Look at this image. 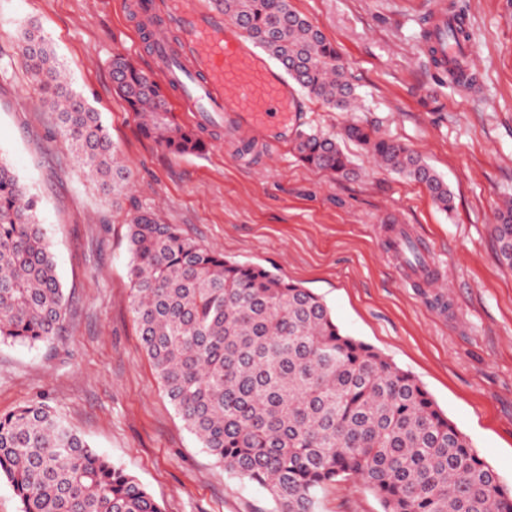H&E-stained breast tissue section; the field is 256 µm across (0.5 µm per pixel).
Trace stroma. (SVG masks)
I'll return each instance as SVG.
<instances>
[{"label": "stroma", "mask_w": 512, "mask_h": 512, "mask_svg": "<svg viewBox=\"0 0 512 512\" xmlns=\"http://www.w3.org/2000/svg\"><path fill=\"white\" fill-rule=\"evenodd\" d=\"M433 0H290L341 54L360 98L337 112L298 92L301 128L339 133L357 118L418 152L455 196L342 147L353 176L298 162L289 141L257 155L211 133L200 155L144 138L113 90L112 57L151 67L134 0H0V155L40 202L66 295L62 327L34 345L0 342V414L48 404L93 448L135 476L164 512H273L261 487L228 474L186 427L140 341L131 301L128 224L139 212L179 225L227 259L264 266L320 296L337 323L410 372L512 488V269L491 226L512 198V0L463 7L477 85L452 87L425 52ZM36 23L71 86L102 112L130 172L113 197L81 173L37 83L21 63L19 28ZM404 224L430 246L447 309L414 288L387 248ZM317 512H382L353 479L328 486Z\"/></svg>", "instance_id": "obj_1"}]
</instances>
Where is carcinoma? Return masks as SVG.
I'll list each match as a JSON object with an SVG mask.
<instances>
[{
    "label": "carcinoma",
    "mask_w": 512,
    "mask_h": 512,
    "mask_svg": "<svg viewBox=\"0 0 512 512\" xmlns=\"http://www.w3.org/2000/svg\"><path fill=\"white\" fill-rule=\"evenodd\" d=\"M224 12L310 97L352 110L342 57L289 0H224ZM19 39L22 65L80 171L114 197L125 193L129 171L101 113L68 83L35 23ZM111 77L131 111L148 110L139 120L145 138L178 155L205 150L128 57H112ZM342 136L397 177L425 185L440 210H454L447 184L406 144L355 121ZM292 143L306 166L351 174L338 138L300 130ZM492 233L500 263L512 269V206L498 209ZM129 242L132 311L167 397L225 471L268 492L274 512H317L320 492L350 478L382 512H512V489L421 383L345 333L315 293L228 260L151 212L131 218ZM65 310L38 200L0 157V342H45ZM2 476L22 512H163L44 404L0 414Z\"/></svg>",
    "instance_id": "obj_1"
}]
</instances>
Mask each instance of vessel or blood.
Returning <instances> with one entry per match:
<instances>
[{
    "instance_id": "vessel-or-blood-1",
    "label": "vessel or blood",
    "mask_w": 512,
    "mask_h": 512,
    "mask_svg": "<svg viewBox=\"0 0 512 512\" xmlns=\"http://www.w3.org/2000/svg\"><path fill=\"white\" fill-rule=\"evenodd\" d=\"M163 27L180 33V45L170 50L163 34L156 35L150 75L177 90L192 128L220 123L228 136L243 128L272 127L283 134L297 128L296 98L287 81L246 46L223 7L202 10L195 0H170ZM427 30L429 49H441L448 39L446 7L432 12ZM184 57L192 68L182 67Z\"/></svg>"
}]
</instances>
